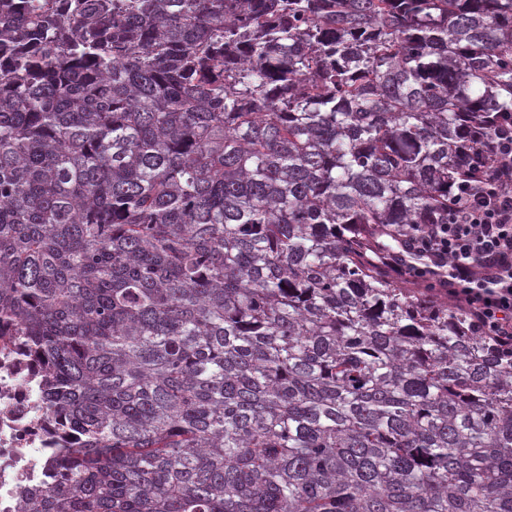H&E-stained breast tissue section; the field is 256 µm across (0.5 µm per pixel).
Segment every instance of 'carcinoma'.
I'll list each match as a JSON object with an SVG mask.
<instances>
[{
    "label": "carcinoma",
    "instance_id": "1",
    "mask_svg": "<svg viewBox=\"0 0 512 512\" xmlns=\"http://www.w3.org/2000/svg\"><path fill=\"white\" fill-rule=\"evenodd\" d=\"M512 113V0H0L23 512H512V346L386 264ZM44 367L22 353L0 348V511L21 512L22 489L42 484L56 455L44 416Z\"/></svg>",
    "mask_w": 512,
    "mask_h": 512
}]
</instances>
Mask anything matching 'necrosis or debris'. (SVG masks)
<instances>
[{
  "label": "necrosis or debris",
  "mask_w": 512,
  "mask_h": 512,
  "mask_svg": "<svg viewBox=\"0 0 512 512\" xmlns=\"http://www.w3.org/2000/svg\"><path fill=\"white\" fill-rule=\"evenodd\" d=\"M44 368L0 348V512H21L22 489L43 483L56 445L44 416Z\"/></svg>",
  "instance_id": "necrosis-or-debris-1"
}]
</instances>
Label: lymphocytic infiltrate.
Wrapping results in <instances>:
<instances>
[{"label": "lymphocytic infiltrate", "mask_w": 512, "mask_h": 512, "mask_svg": "<svg viewBox=\"0 0 512 512\" xmlns=\"http://www.w3.org/2000/svg\"><path fill=\"white\" fill-rule=\"evenodd\" d=\"M471 136L486 153L484 174L452 195L447 223L420 225L391 259L436 277L477 328L512 344V119Z\"/></svg>", "instance_id": "obj_1"}]
</instances>
